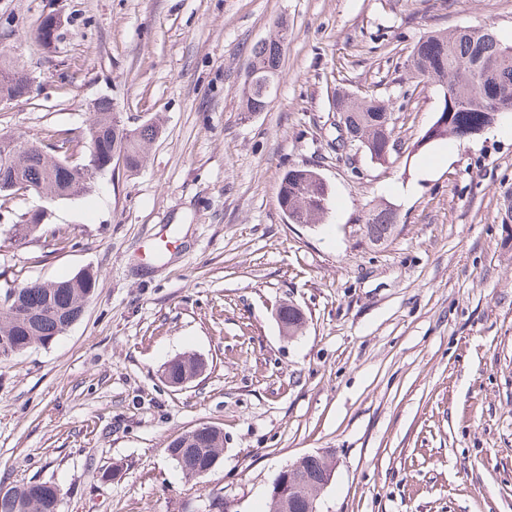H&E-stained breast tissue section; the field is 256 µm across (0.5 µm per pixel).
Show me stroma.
Listing matches in <instances>:
<instances>
[{"instance_id":"35a3bbf8","label":"stroma","mask_w":512,"mask_h":512,"mask_svg":"<svg viewBox=\"0 0 512 512\" xmlns=\"http://www.w3.org/2000/svg\"><path fill=\"white\" fill-rule=\"evenodd\" d=\"M281 19L280 80L243 112ZM471 26L512 44V0H0V55L35 79L0 134L61 133L84 164L94 100L161 121L137 173H95L42 232L12 229L37 196L0 205V292L98 274L66 333L0 358V480L58 486L62 512H205L212 493L267 512L278 472L324 451L319 512H512V117L415 149L443 98L404 67L421 35ZM339 87L400 99L409 151L337 155ZM302 166L331 189L313 226L277 201ZM382 200L398 223L375 246L358 217ZM192 353L206 373L169 387ZM201 423L224 454L191 479L165 446ZM276 24L278 28L276 36L257 43L253 49L249 66L257 65L262 70L282 62L288 28L283 22L277 21ZM260 70L251 69L248 76V86L254 90H248L247 85L243 88L241 103L245 112L262 111L266 105V99L261 98L260 93L263 96H269L276 85V81H273L269 76L260 77L259 75L262 73ZM258 87H261L260 93L259 90H256ZM177 357H179V356H177ZM177 357L171 359L164 366L163 371H162V377H163L164 381L170 387L182 390L187 384L201 378L204 375V373L207 370V364L203 358L196 356L195 357L196 362L193 366L192 356H190V355L183 356L180 363H178ZM174 363H177V364L174 365ZM171 365H173V366H171ZM187 366L190 368L193 367L192 372H190V373L185 372L184 374H182L183 369ZM169 367H170V369H169ZM169 370H170V372H169ZM170 373H171V375L176 374V376L173 377L170 375ZM177 375H179V376H177Z\"/></svg>"}]
</instances>
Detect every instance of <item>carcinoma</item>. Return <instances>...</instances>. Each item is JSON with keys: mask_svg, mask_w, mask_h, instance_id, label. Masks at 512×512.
<instances>
[{"mask_svg": "<svg viewBox=\"0 0 512 512\" xmlns=\"http://www.w3.org/2000/svg\"><path fill=\"white\" fill-rule=\"evenodd\" d=\"M276 36L254 47L249 64L259 69L282 62L288 28L277 23ZM487 27H469L463 31H430L413 45L407 70L419 83L435 84L443 95V107L413 147L421 148L450 137L469 138L490 125L495 117L512 112V53ZM30 81L24 71L0 64V96L21 93ZM242 108L260 112L266 99L257 90L243 88ZM332 107L344 119L350 145L361 148L371 158L393 154L403 144L394 136L395 123L389 118L396 102L361 96L344 88L336 89ZM88 131V150L94 166L82 170L55 155V146L67 140L48 135L40 149L34 143L10 136L6 147L0 146V181L20 175L33 195H49L59 200L79 196L90 189L92 174L112 168V160L123 158L124 168L133 174L143 164L144 149L159 134V126L146 121L135 128L126 127L121 113L107 99L92 104ZM314 168L289 170L281 183L278 204L291 224H317L327 215L330 191L323 188ZM364 235L371 244L387 242L396 228L395 210L384 203L375 204L361 217ZM97 279L73 276L57 281V287L45 294L43 288H21L28 300L44 302L40 317L27 320L12 305L0 299V338L5 337L13 352H23L35 344L47 345L60 336L64 320L77 316L91 298ZM220 446L214 439L195 434L185 448H166L183 473L201 478L212 470ZM60 490L49 482L27 481L8 484L0 494V512H61Z\"/></svg>", "mask_w": 512, "mask_h": 512, "instance_id": "cac0c4a2", "label": "carcinoma"}]
</instances>
